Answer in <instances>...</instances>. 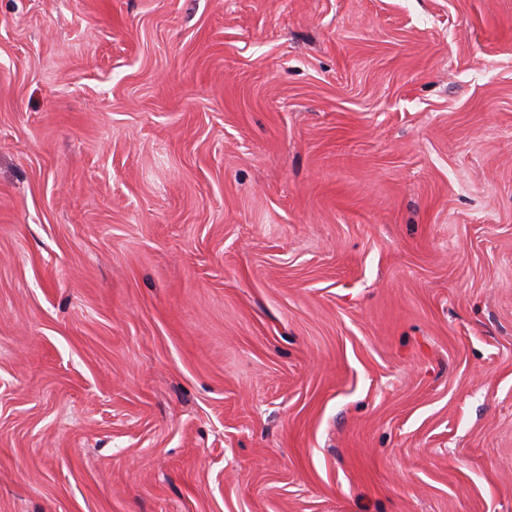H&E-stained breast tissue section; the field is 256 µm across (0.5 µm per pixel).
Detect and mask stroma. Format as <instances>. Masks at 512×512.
Returning <instances> with one entry per match:
<instances>
[{"mask_svg":"<svg viewBox=\"0 0 512 512\" xmlns=\"http://www.w3.org/2000/svg\"><path fill=\"white\" fill-rule=\"evenodd\" d=\"M0 512H512V0H0Z\"/></svg>","mask_w":512,"mask_h":512,"instance_id":"obj_1","label":"stroma"}]
</instances>
